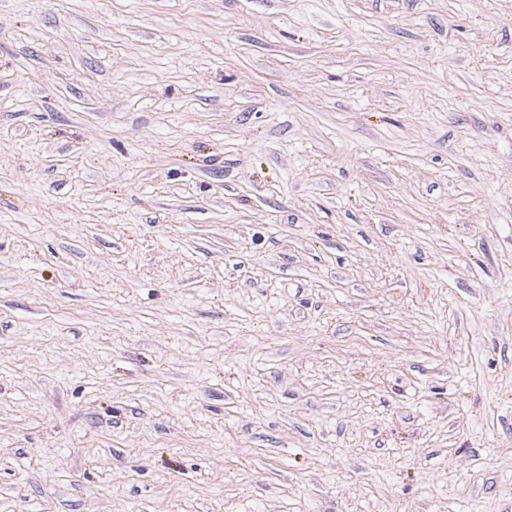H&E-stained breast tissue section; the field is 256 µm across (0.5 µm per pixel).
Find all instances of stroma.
I'll return each instance as SVG.
<instances>
[{
	"label": "stroma",
	"instance_id": "1",
	"mask_svg": "<svg viewBox=\"0 0 512 512\" xmlns=\"http://www.w3.org/2000/svg\"><path fill=\"white\" fill-rule=\"evenodd\" d=\"M0 512H512V0H0Z\"/></svg>",
	"mask_w": 512,
	"mask_h": 512
}]
</instances>
